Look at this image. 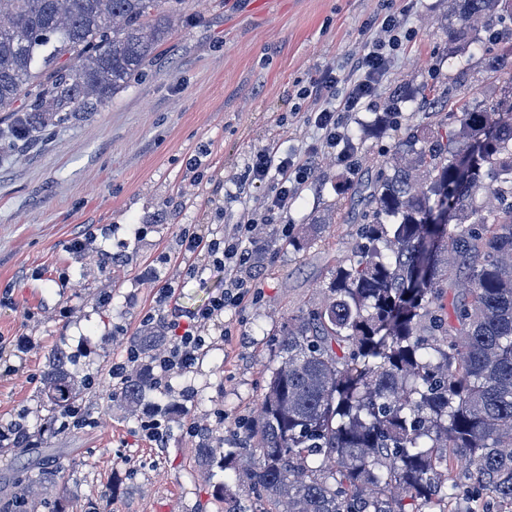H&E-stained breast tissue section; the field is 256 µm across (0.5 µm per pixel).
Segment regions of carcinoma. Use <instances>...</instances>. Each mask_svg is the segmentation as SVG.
Here are the masks:
<instances>
[{
  "instance_id": "1",
  "label": "carcinoma",
  "mask_w": 512,
  "mask_h": 512,
  "mask_svg": "<svg viewBox=\"0 0 512 512\" xmlns=\"http://www.w3.org/2000/svg\"><path fill=\"white\" fill-rule=\"evenodd\" d=\"M0 109L28 99L23 137L62 112H91L140 73L186 0H0ZM448 57L483 41L499 96L462 95L469 61L443 93L419 87L430 121H401L400 95L375 125L391 157L357 214L358 242L336 259L327 297L288 318L255 413L232 448L200 433L206 472L232 470L246 498L217 487L225 512H512V0H461ZM485 36H480V33ZM68 64L59 65L61 58ZM288 237L301 251L336 223ZM466 297L447 310L458 280ZM158 324L131 339L138 362L121 401L146 407ZM49 358L41 394L86 421L92 380ZM0 512L47 504L53 474L17 476Z\"/></svg>"
}]
</instances>
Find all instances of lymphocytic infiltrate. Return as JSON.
<instances>
[{
    "instance_id": "lymphocytic-infiltrate-1",
    "label": "lymphocytic infiltrate",
    "mask_w": 512,
    "mask_h": 512,
    "mask_svg": "<svg viewBox=\"0 0 512 512\" xmlns=\"http://www.w3.org/2000/svg\"><path fill=\"white\" fill-rule=\"evenodd\" d=\"M379 26L383 38L369 45L351 60L352 76L341 79L335 71L324 72L311 85L312 92L322 94L343 87L340 101L327 102L317 112L310 113L308 120L322 133L325 153H335L338 146L347 139L346 118L349 113L360 111L374 98L385 76L399 42L401 22L395 11L382 15ZM313 173L309 157L278 153L277 149L267 148L257 152L249 166L247 176L257 182L270 181L275 185V193L269 198L268 210H284L293 199L298 185L309 180ZM262 215L249 213L242 217L233 235L210 239L197 229L183 228L180 233L184 253L194 257L189 265V275H196L206 269L224 274V286L212 294L206 304L190 310L175 304V289L165 286L161 297L169 309L163 316L165 329L170 334V343L161 355L152 362L156 369L153 387L159 393L169 389V379L175 374H184L194 368L207 350L211 332L223 331L226 308L241 304L248 290L241 279L235 278V270L247 265L250 253L242 242L249 237L255 225L263 223Z\"/></svg>"
}]
</instances>
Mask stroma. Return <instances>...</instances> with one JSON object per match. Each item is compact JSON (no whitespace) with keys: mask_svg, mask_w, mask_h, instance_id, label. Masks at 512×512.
I'll list each match as a JSON object with an SVG mask.
<instances>
[{"mask_svg":"<svg viewBox=\"0 0 512 512\" xmlns=\"http://www.w3.org/2000/svg\"><path fill=\"white\" fill-rule=\"evenodd\" d=\"M381 0H187L172 40L127 87L93 112H63L21 140H0V342L28 338L27 350L0 361V424L36 434L28 454L0 447V500L20 491L19 471L52 470L58 512H224L223 472L198 465L208 429L232 447L240 420L258 405L282 322L318 304L337 256L356 244L353 184L370 182L393 149L390 134L367 139L350 160L327 154L285 212L254 233L263 257L245 279L252 295L224 313L231 335L215 339L191 372L173 376L175 405L165 447L137 433L112 389L108 369L125 356L174 283L180 305L197 308L222 288L218 273L184 277L180 228L210 238L235 232L261 208L269 186L244 183L253 155L275 148L308 153L319 139L305 117L324 105L300 95L328 68L347 75L352 54L379 29L367 24ZM450 0H417L401 17L413 37L395 52L369 121L402 88L406 121L427 120L415 89L447 82ZM349 189L338 193V182ZM341 202L342 223L303 251L288 245L300 225ZM82 248H73V241ZM74 356L95 381L80 426L44 430L49 413L40 379L55 350ZM191 402L178 407L180 391Z\"/></svg>","mask_w":512,"mask_h":512,"instance_id":"stroma-1","label":"stroma"}]
</instances>
